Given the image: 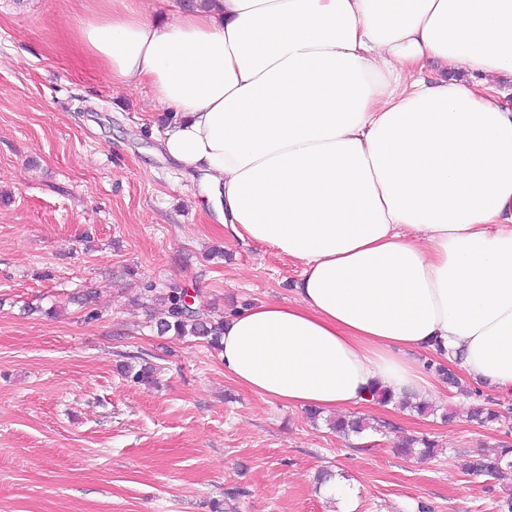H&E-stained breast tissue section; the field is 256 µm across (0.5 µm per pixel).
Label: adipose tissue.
<instances>
[{
  "instance_id": "1",
  "label": "adipose tissue",
  "mask_w": 512,
  "mask_h": 512,
  "mask_svg": "<svg viewBox=\"0 0 512 512\" xmlns=\"http://www.w3.org/2000/svg\"><path fill=\"white\" fill-rule=\"evenodd\" d=\"M87 0L70 32L172 113L218 221L298 262L292 303L224 319V371L325 412L434 385L512 392V0Z\"/></svg>"
}]
</instances>
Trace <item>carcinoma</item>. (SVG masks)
Listing matches in <instances>:
<instances>
[{"instance_id":"obj_1","label":"carcinoma","mask_w":512,"mask_h":512,"mask_svg":"<svg viewBox=\"0 0 512 512\" xmlns=\"http://www.w3.org/2000/svg\"><path fill=\"white\" fill-rule=\"evenodd\" d=\"M144 291L163 304V309L154 316V326L158 334L163 336L171 333L178 337L199 338L213 349L220 350L224 321L214 319L205 309L186 305L185 289L170 286L158 292L150 283L145 286ZM121 372L135 383L144 385L155 383L154 367L146 360L139 364L127 362L121 365ZM468 416L482 426L499 420L501 414L481 403H476L469 408ZM328 425L343 437L359 436L369 431L378 432L381 428L379 423L356 416L331 418L328 420ZM437 450L438 444L426 437L412 438L403 448L404 453L415 454L420 458L433 456ZM470 471L482 473L500 483L512 484V445L501 446L493 456H480L474 459L470 465Z\"/></svg>"}]
</instances>
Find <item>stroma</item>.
<instances>
[{
  "label": "stroma",
  "mask_w": 512,
  "mask_h": 512,
  "mask_svg": "<svg viewBox=\"0 0 512 512\" xmlns=\"http://www.w3.org/2000/svg\"><path fill=\"white\" fill-rule=\"evenodd\" d=\"M78 10L0 0V512H341L323 469L354 512H501L512 489L467 465L512 441V393L483 389L507 415L485 427L465 377L427 415L361 405L381 432L343 439L236 384L203 341L157 334L143 284L224 315L294 301L302 268L225 232L201 176L161 151L147 90L71 43ZM140 358L156 386L118 372ZM412 436L440 453L401 454Z\"/></svg>",
  "instance_id": "stroma-1"
}]
</instances>
